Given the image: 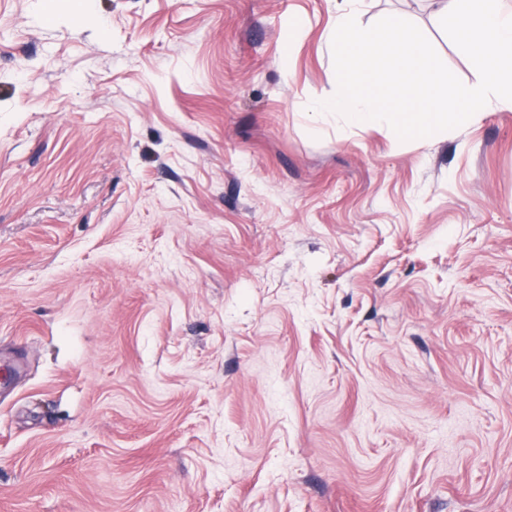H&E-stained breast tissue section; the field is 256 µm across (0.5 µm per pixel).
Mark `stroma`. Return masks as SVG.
<instances>
[{
    "label": "stroma",
    "instance_id": "35a3bbf8",
    "mask_svg": "<svg viewBox=\"0 0 512 512\" xmlns=\"http://www.w3.org/2000/svg\"><path fill=\"white\" fill-rule=\"evenodd\" d=\"M335 20L0 0V512H512V110L316 114Z\"/></svg>",
    "mask_w": 512,
    "mask_h": 512
}]
</instances>
